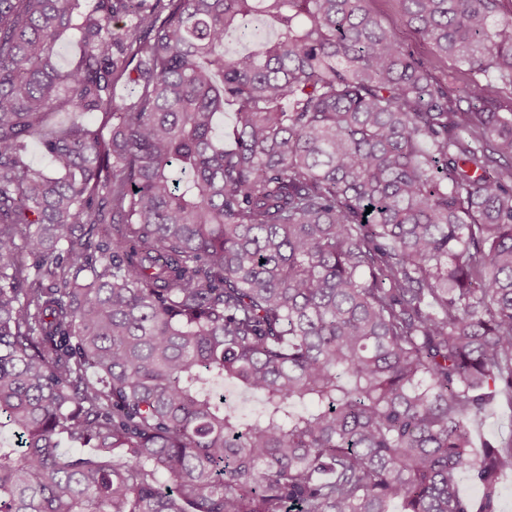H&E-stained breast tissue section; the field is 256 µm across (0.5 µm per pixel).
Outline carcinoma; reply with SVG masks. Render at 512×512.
<instances>
[{"label":"carcinoma","instance_id":"carcinoma-1","mask_svg":"<svg viewBox=\"0 0 512 512\" xmlns=\"http://www.w3.org/2000/svg\"><path fill=\"white\" fill-rule=\"evenodd\" d=\"M400 2L448 72L368 0H0V512H499L512 9ZM512 428V409L504 405H497L491 417L478 422L474 430L475 447L481 448L485 439H493Z\"/></svg>","mask_w":512,"mask_h":512}]
</instances>
